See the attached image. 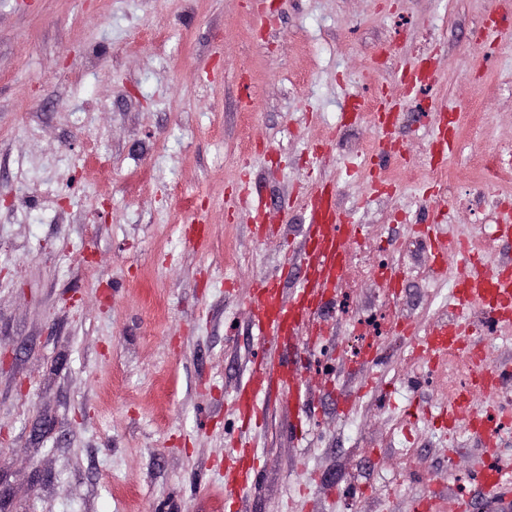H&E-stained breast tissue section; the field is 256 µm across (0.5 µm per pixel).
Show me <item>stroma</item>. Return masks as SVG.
<instances>
[{"label":"stroma","mask_w":512,"mask_h":512,"mask_svg":"<svg viewBox=\"0 0 512 512\" xmlns=\"http://www.w3.org/2000/svg\"><path fill=\"white\" fill-rule=\"evenodd\" d=\"M493 0H0V512H229V412L260 339L254 280L284 266L307 222L300 198L329 186L361 245L486 236L512 259L490 207L512 193L470 179L512 142V43ZM434 70L401 96L399 71ZM391 98L399 154L379 158L371 101ZM484 121L470 126L469 113ZM449 117L450 190L431 179L429 135ZM271 210L263 236L234 205L243 176ZM427 261L341 279L331 331L287 354L282 387L246 438L260 476L244 512H488L473 478L495 439L434 419L447 386L397 323L424 330L455 307ZM385 316L354 347L367 310Z\"/></svg>","instance_id":"obj_1"}]
</instances>
